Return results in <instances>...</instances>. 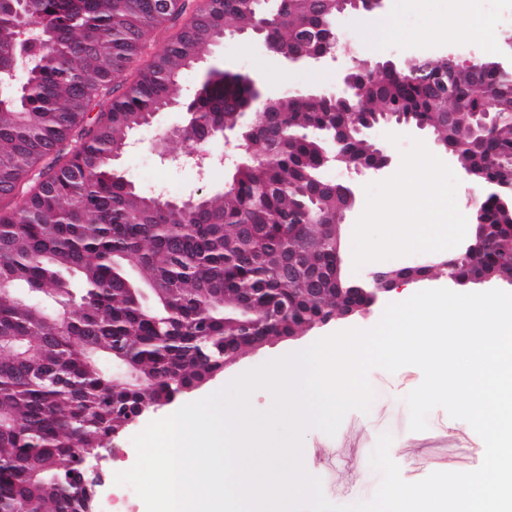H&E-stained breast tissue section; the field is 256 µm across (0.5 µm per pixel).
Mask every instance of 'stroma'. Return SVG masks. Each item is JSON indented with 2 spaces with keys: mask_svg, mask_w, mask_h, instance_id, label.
<instances>
[{
  "mask_svg": "<svg viewBox=\"0 0 512 512\" xmlns=\"http://www.w3.org/2000/svg\"><path fill=\"white\" fill-rule=\"evenodd\" d=\"M465 8L464 0H382L370 13L343 14L337 20L338 41L350 44L352 55L309 67L282 63L259 41L248 36L228 38L210 47L197 69L184 79L180 96L188 98L214 68L256 77L261 91L268 97L289 90L328 92L335 89L341 69L356 61L401 62L423 53L439 57L442 45L427 37V28L434 20L448 19ZM386 19L393 23L395 35H387L382 25ZM181 126L180 107L156 113L150 125L132 134L119 158L118 169L146 196L185 200L204 191L222 189L234 163L240 160L241 151L236 142L215 138L200 143L180 136ZM377 144L392 156L393 165L380 177L366 174L357 177L360 201L341 226L343 272L351 280L361 279L369 271L370 267L359 259L367 246H374L377 256L374 265L379 267L407 262L420 253V246L411 243L398 248L388 246L387 236L395 224L415 225L421 234L430 226H445L448 249L458 248L470 232L483 199L481 189L463 176L459 164L449 162L444 150L435 147L428 131L388 132L378 138ZM427 147L433 150L431 164L440 181L445 183L452 177L457 180L455 189L448 192L447 209H434L411 200L392 212L369 214L368 204L381 198L389 187L400 189L406 185L410 164ZM382 313V307L376 305L362 315L312 329L295 339L266 344L244 354L200 388L148 412L114 440L113 445L120 448L121 454L102 461L105 480L97 488L98 497H110L116 473L135 464L137 452L132 439L150 421L165 418L179 407L225 387L240 373L302 351L320 338L350 328H372ZM422 380L423 374L415 366H405L393 373L373 369L369 374L373 399L368 412H349L335 436L317 429L303 436L306 470L321 479L323 494L329 502L354 505L374 496L381 475L371 467L369 458L379 437L385 433L392 437L390 456L406 482L420 481L437 471L474 470L481 465L485 453L483 440L466 421L451 418L444 409L436 408L429 413L427 429L410 430L405 397Z\"/></svg>",
  "mask_w": 512,
  "mask_h": 512,
  "instance_id": "35a3bbf8",
  "label": "stroma"
}]
</instances>
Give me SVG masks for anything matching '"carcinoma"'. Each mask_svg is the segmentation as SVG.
Segmentation results:
<instances>
[{
  "label": "carcinoma",
  "instance_id": "obj_1",
  "mask_svg": "<svg viewBox=\"0 0 512 512\" xmlns=\"http://www.w3.org/2000/svg\"><path fill=\"white\" fill-rule=\"evenodd\" d=\"M0 0V337L22 336L21 359L0 350V512H85L94 486L79 458L106 448L142 404L224 366V337L286 335L336 306V214L346 192L324 179L328 160L371 163L363 136L333 138L376 114L425 125L481 186L512 179V80L489 61L436 92L410 72L355 73L365 100L285 94L258 107L243 138L246 161L222 190L192 207L143 197L113 150L174 100L185 75L224 31L263 28L281 52L319 49L325 0ZM190 21L116 96L150 37ZM253 82L211 70L186 107L184 135L243 127ZM469 112L448 121V95ZM502 121L477 137L474 114ZM96 112L90 117V112ZM325 224L308 239L307 216ZM484 248L452 269L496 273L512 265V207L487 195ZM127 348L139 387L98 364Z\"/></svg>",
  "mask_w": 512,
  "mask_h": 512
}]
</instances>
